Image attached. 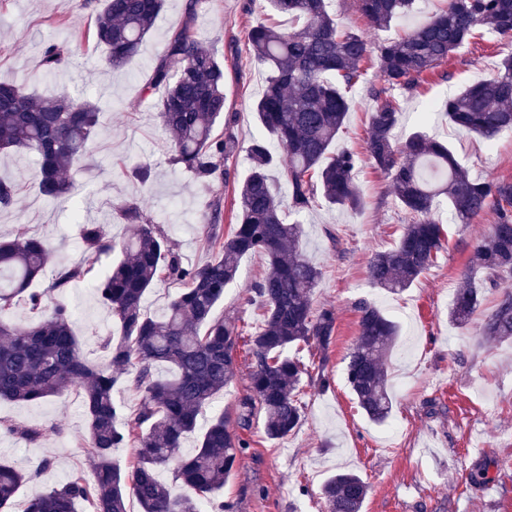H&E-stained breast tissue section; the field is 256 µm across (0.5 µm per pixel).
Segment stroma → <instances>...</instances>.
I'll return each mask as SVG.
<instances>
[{"instance_id":"1","label":"stroma","mask_w":512,"mask_h":512,"mask_svg":"<svg viewBox=\"0 0 512 512\" xmlns=\"http://www.w3.org/2000/svg\"><path fill=\"white\" fill-rule=\"evenodd\" d=\"M441 3L417 0L412 13L383 30L369 27L357 0H331L330 9L340 23L380 42L420 24ZM100 8L99 0L87 6L81 0H0V76L27 79L40 68L43 44L64 42L70 59L60 82L100 107L99 126L86 144L84 169L70 201L39 194L34 158L0 157V177L14 179L18 187L12 205L0 207V237L27 228L43 236L56 257L44 277L32 283L35 291L45 288L57 265L86 261L82 223L104 225L117 242L127 236L121 207L128 202L139 203L151 222L162 226L186 263L211 259L203 226L214 208L231 215L233 191L219 181L201 184L172 164L171 136L158 116L161 93L147 89L172 33L190 27L223 63L224 112L234 116L240 143L261 132L252 104L266 74L249 55L247 34L257 23L275 21L265 0H166L139 53L116 70L104 67V50L92 39ZM509 52L512 39L484 34L456 52L418 91H393L402 111L397 138L424 130L448 144L471 178L512 181V131L489 144L458 132L439 109L449 94L493 73ZM378 84L372 73L353 90L347 128L337 140L359 155L363 206L342 211L319 204L301 216L306 254L322 272L314 303L335 309L336 328L327 353L304 351L300 357L310 367L325 363L331 385L321 390L303 376L301 428L277 441L255 432L219 494L232 512H325L321 485L344 471L360 474L368 484L362 512H512V339L486 338L477 318L465 330L448 320L472 247L495 216L488 212L472 223L453 224L447 208H440L448 245L434 266L400 294L370 284L371 255L390 248L410 220L365 150L370 91ZM140 165L149 167L148 179L139 177ZM265 267L262 255L242 259L237 283L217 305L216 317L235 319L248 334L259 330L261 311L247 302L244 290ZM363 298L401 327L386 363L393 409L382 424L359 410L345 379L346 357L358 336L355 304ZM65 299L75 309L74 331L84 354L94 364H105L99 342L114 329L107 305L84 283ZM249 373L248 360L239 358L234 383L206 409L205 418L220 415L236 428ZM9 425L37 428L41 435L27 442L6 433ZM86 432L79 390L39 403L0 400V462L31 476L19 499L59 486L76 472L93 479ZM46 458L52 467L39 470Z\"/></svg>"}]
</instances>
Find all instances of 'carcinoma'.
Returning <instances> with one entry per match:
<instances>
[{
  "label": "carcinoma",
  "instance_id": "obj_1",
  "mask_svg": "<svg viewBox=\"0 0 512 512\" xmlns=\"http://www.w3.org/2000/svg\"><path fill=\"white\" fill-rule=\"evenodd\" d=\"M415 0H358L360 14L377 30L406 15ZM273 11L288 18V27L259 23L248 33V50L267 71L264 89L253 105L264 135L246 148L249 172L236 189L237 224L224 234L222 215L214 209L206 236L215 256L201 265L185 263L158 224L147 220L136 203L122 213L132 228L116 244L101 224L83 226L89 258L120 248L121 258L95 288L112 313L117 335L103 340L108 361L90 364L73 332L74 312L63 301L48 305L44 294L28 291L52 262L46 241L20 228L0 241V398L46 401L81 390L88 419L85 439L96 477L72 475L25 501L22 512H200V502L215 497L233 470L238 453L250 447L244 433L262 416L263 433L280 440L304 419L302 376L307 369L296 353L304 346L326 352L336 327V312L314 308L312 295L321 271L303 252V227L288 222L323 201L338 209L363 205L356 183V155L336 148L350 111L349 94L376 70L369 116L367 153L375 168L391 181L395 198L411 215L395 244L375 253L368 264L372 285L390 293L412 287L445 249L443 224L435 219L446 205L461 224L489 209L496 221L474 244L463 272V285L448 308V320L466 328L489 290L499 291L495 309L482 333L493 339L512 336V288L498 290L499 275L512 274V182L479 181L456 160L448 145L423 131L405 141L394 138L401 112L391 91L415 90L424 78L448 62L477 32L512 37V0H444L425 22L390 41L375 43L336 21L328 0H270ZM164 0H104L96 15V44L114 68L135 56L162 11ZM68 63L64 45L50 42L42 51V76L57 74ZM15 95L0 102V150L28 154L40 166L38 192L53 201L70 196L76 185L87 141L96 133L99 106L67 88L40 97L9 79L0 85ZM163 89L159 114L174 135L172 163L202 184L229 181L227 162L240 151L231 126L216 133L224 117V68L215 54L185 27L169 40L150 82ZM443 111L458 130L490 142L512 130V53L495 73L461 88L443 101ZM286 150L282 175L289 208L275 194L269 175L272 143ZM261 254L265 276L246 290L247 301L263 310L260 331L243 335L236 321L214 316L224 292L234 284L242 258ZM82 269L62 265L48 290L63 294ZM179 291L159 317L147 315L144 297L160 283ZM23 298L39 321L19 327L8 320ZM359 333L348 356L346 381L366 416L383 422L392 412L385 360L393 350L399 326L366 300L356 304ZM246 347L251 376L240 399L238 429L224 416L200 424V416L236 378L237 354ZM165 364L174 377L161 380ZM122 385L138 396L136 409L120 412L114 398ZM197 443L179 453L189 435ZM133 449L129 466L112 457L113 449ZM172 468V482L160 478ZM29 476L0 464V509H11ZM367 494L364 479L339 472L322 486L327 512H360Z\"/></svg>",
  "mask_w": 512,
  "mask_h": 512
}]
</instances>
